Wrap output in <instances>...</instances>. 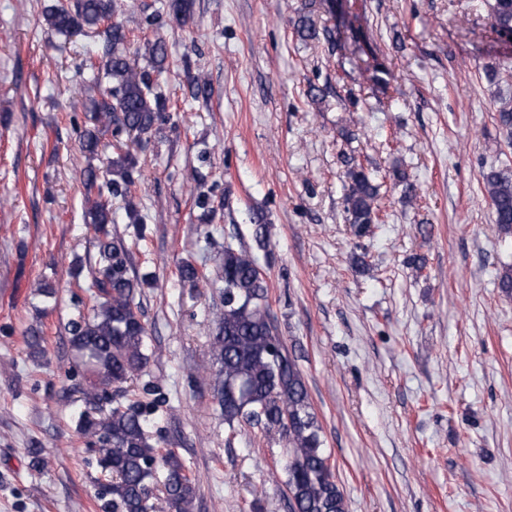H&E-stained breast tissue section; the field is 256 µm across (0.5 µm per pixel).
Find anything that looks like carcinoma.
I'll list each match as a JSON object with an SVG mask.
<instances>
[{
  "label": "carcinoma",
  "mask_w": 512,
  "mask_h": 512,
  "mask_svg": "<svg viewBox=\"0 0 512 512\" xmlns=\"http://www.w3.org/2000/svg\"><path fill=\"white\" fill-rule=\"evenodd\" d=\"M126 0H68L47 6L48 28L66 37L92 35L103 42L101 64L83 93L89 102L84 125L76 127L79 144L90 164L83 170L88 187L97 194L85 198V215L97 235L98 268L91 287L97 302L87 316L70 322L69 342L88 375L75 411L76 429L102 471L112 475L99 493L102 512H193L195 484L173 448H160L151 422L158 402L128 396L135 376L149 362L150 331L136 296L148 283L132 268L130 250L111 239L109 226L122 221L144 239L145 216L132 193L139 159L130 149L169 119V100L158 76L164 71L167 47L163 39L148 44L145 58L130 50L129 36L117 20ZM168 16L184 25L190 0H168ZM493 25L512 32V0H489ZM298 37L316 40L319 31L302 15L294 23ZM497 122L512 139V99H499ZM112 130L120 144L109 161L103 182L91 164L99 152L100 129ZM346 221L356 238L374 233L381 223L379 186L375 171L351 157L345 160ZM494 223L512 234V169L483 175ZM122 202V213L112 200ZM181 281L195 287L205 279L190 261L178 266ZM222 305L213 312L216 334L203 372L213 397L233 430L259 428L282 442L287 462L284 484L290 512H346L330 454L313 411L298 357L288 349L272 315L268 285L258 258L243 246H224L221 273Z\"/></svg>",
  "instance_id": "obj_1"
}]
</instances>
